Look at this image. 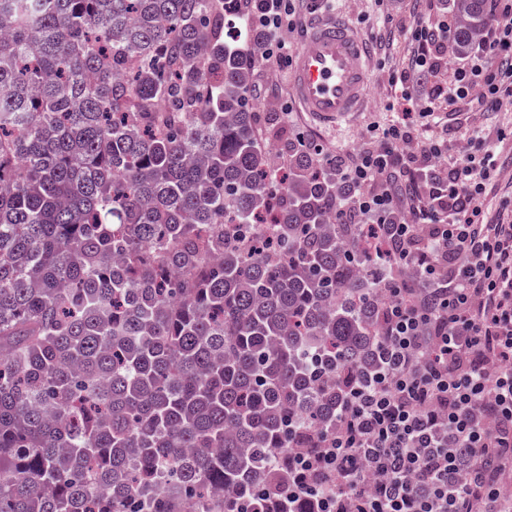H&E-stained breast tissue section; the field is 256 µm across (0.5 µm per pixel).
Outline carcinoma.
<instances>
[{"label":"carcinoma","instance_id":"obj_1","mask_svg":"<svg viewBox=\"0 0 512 512\" xmlns=\"http://www.w3.org/2000/svg\"><path fill=\"white\" fill-rule=\"evenodd\" d=\"M256 8L0 0V512H315L292 460L378 370L394 261L254 139Z\"/></svg>","mask_w":512,"mask_h":512}]
</instances>
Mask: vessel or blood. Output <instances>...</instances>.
<instances>
[{
	"label": "vessel or blood",
	"mask_w": 512,
	"mask_h": 512,
	"mask_svg": "<svg viewBox=\"0 0 512 512\" xmlns=\"http://www.w3.org/2000/svg\"><path fill=\"white\" fill-rule=\"evenodd\" d=\"M371 49L341 14L309 19L288 69L293 101L318 125L348 121L367 101Z\"/></svg>",
	"instance_id": "1"
}]
</instances>
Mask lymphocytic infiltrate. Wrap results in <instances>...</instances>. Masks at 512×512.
<instances>
[{
  "label": "lymphocytic infiltrate",
  "mask_w": 512,
  "mask_h": 512,
  "mask_svg": "<svg viewBox=\"0 0 512 512\" xmlns=\"http://www.w3.org/2000/svg\"><path fill=\"white\" fill-rule=\"evenodd\" d=\"M332 2L264 0L253 19L262 59L290 62L284 31ZM489 2L490 22L457 62L451 17L437 0H412L413 51L390 81L394 119L371 127L369 146L329 157L345 221L363 226L365 246L441 288H387L384 366L351 391L335 431L294 457L289 495L315 496L317 512H512V211L490 207L501 159L477 130L459 158L437 136L399 149L415 134L410 113L430 128L456 103L489 112L512 99V0ZM464 450L474 467L450 480Z\"/></svg>",
  "instance_id": "1"
}]
</instances>
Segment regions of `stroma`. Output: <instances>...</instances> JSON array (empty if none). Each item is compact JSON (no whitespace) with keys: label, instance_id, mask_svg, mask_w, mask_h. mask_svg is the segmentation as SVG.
<instances>
[{"label":"stroma","instance_id":"35a3bbf8","mask_svg":"<svg viewBox=\"0 0 512 512\" xmlns=\"http://www.w3.org/2000/svg\"><path fill=\"white\" fill-rule=\"evenodd\" d=\"M338 12L347 16L365 39H372L383 29L395 30L397 37L391 48L373 46L370 98L358 120L337 129L324 130L311 124L303 114H295L293 123H286L283 114L292 99L288 87V68L280 66L264 71L253 65L250 83L257 96L252 102L255 114L254 132L261 144L271 145L272 163L281 164L288 153V138L300 133L314 138L332 152L359 148L367 140V131L375 124H385L391 114L386 109L390 97L389 77L393 66L408 51V41L399 29L406 22L411 4L409 0H385L375 5L373 0H339ZM480 127L494 142L504 160L498 176L501 185L512 188V104L503 103L495 112H452L448 115V146L453 154H464L469 148L472 127Z\"/></svg>","mask_w":512,"mask_h":512}]
</instances>
